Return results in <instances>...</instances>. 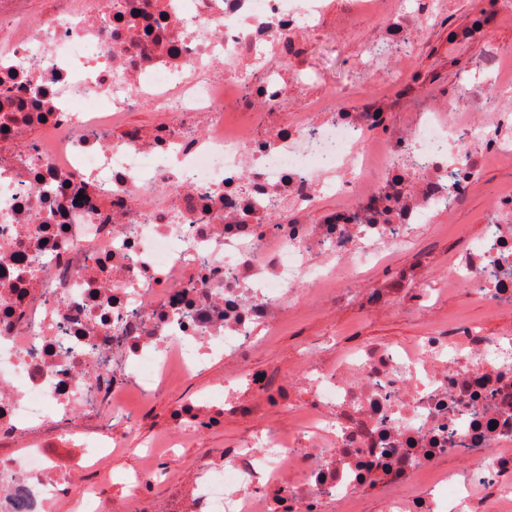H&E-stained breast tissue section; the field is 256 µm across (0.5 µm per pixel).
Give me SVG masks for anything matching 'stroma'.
<instances>
[{
	"label": "stroma",
	"instance_id": "35a3bbf8",
	"mask_svg": "<svg viewBox=\"0 0 512 512\" xmlns=\"http://www.w3.org/2000/svg\"><path fill=\"white\" fill-rule=\"evenodd\" d=\"M436 14L422 13L423 0H397L391 7L381 0H324V26L313 31L300 26L307 44V70L303 83L288 92V109L298 115L316 113L319 121L329 113L319 111V101L337 94L340 112H381L383 123L372 137L410 134L419 112H433L444 105L454 108L451 121L475 141L494 136L501 113H512V98H495L496 82L512 80V8L503 0H438ZM406 12L415 19L408 46L391 55L383 45L391 15ZM488 14L489 23L474 27V20ZM496 109H488V98ZM512 190V158L483 163L473 186L450 198L446 210L411 225L413 246L388 252L378 274L382 280L409 272L405 288H431L435 294L430 312L399 305L378 313L365 304L368 282L355 286L349 301H336L319 288L304 285L305 311L288 325L276 328L253 349L245 367L277 366L294 391L303 383L294 369L314 351L331 357L354 342H410L433 325L460 316L491 332L512 334V305L489 313L483 291L465 285L451 292L438 287L457 258L484 236L487 225L511 224L512 213L498 212L495 197ZM236 362L219 363L203 374L181 381L167 391L144 397L130 391L125 403L138 419L139 436L129 439V449L114 454L100 471L74 472L73 486L95 485L99 495L124 512L127 488L124 477L139 465L138 440L162 439L174 413L206 388L216 386ZM292 419L277 407H259L242 413H225L223 420L203 427L184 446L170 449L158 460L155 478L143 488L144 501L164 505L171 483L188 485L199 457L220 452L226 444L285 430Z\"/></svg>",
	"mask_w": 512,
	"mask_h": 512
}]
</instances>
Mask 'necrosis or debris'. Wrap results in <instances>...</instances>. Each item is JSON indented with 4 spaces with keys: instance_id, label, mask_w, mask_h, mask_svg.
I'll use <instances>...</instances> for the list:
<instances>
[{
    "instance_id": "obj_1",
    "label": "necrosis or debris",
    "mask_w": 512,
    "mask_h": 512,
    "mask_svg": "<svg viewBox=\"0 0 512 512\" xmlns=\"http://www.w3.org/2000/svg\"><path fill=\"white\" fill-rule=\"evenodd\" d=\"M320 4L54 0L34 25L26 0H0V441H26L0 454V512H53L62 496L72 512H112L71 474L136 433L129 389L164 391L171 371L246 357L301 306V279L349 295L374 244L408 247L409 224L445 206L449 162L470 175L487 155H512L453 139L428 114L410 137H386L376 164L370 113L326 125L289 114L288 74L307 54L296 23ZM263 45L280 68L236 80ZM228 102L274 118L261 134L225 133ZM138 108L169 119L144 130L125 118ZM354 147L371 190L305 223L320 173ZM287 206L293 220L268 224ZM315 254L336 263L312 265ZM445 280L511 304L512 225H490ZM300 370V404L270 367L227 374L182 406L170 448L199 432L207 406L283 401L296 425L226 445L163 512H280L283 501L356 512L371 487L384 512H512V336L456 320L409 344L311 355ZM80 413L100 427L84 430ZM450 456L470 468L442 466Z\"/></svg>"
}]
</instances>
